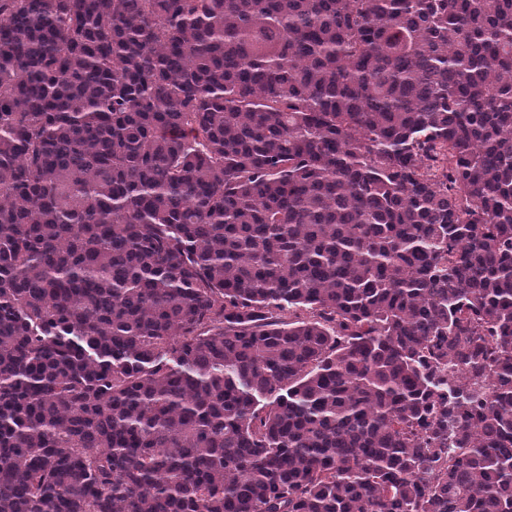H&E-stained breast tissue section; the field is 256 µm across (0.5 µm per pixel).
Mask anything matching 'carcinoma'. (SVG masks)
Listing matches in <instances>:
<instances>
[{"mask_svg": "<svg viewBox=\"0 0 512 512\" xmlns=\"http://www.w3.org/2000/svg\"><path fill=\"white\" fill-rule=\"evenodd\" d=\"M0 512H512V0H0Z\"/></svg>", "mask_w": 512, "mask_h": 512, "instance_id": "1", "label": "carcinoma"}]
</instances>
